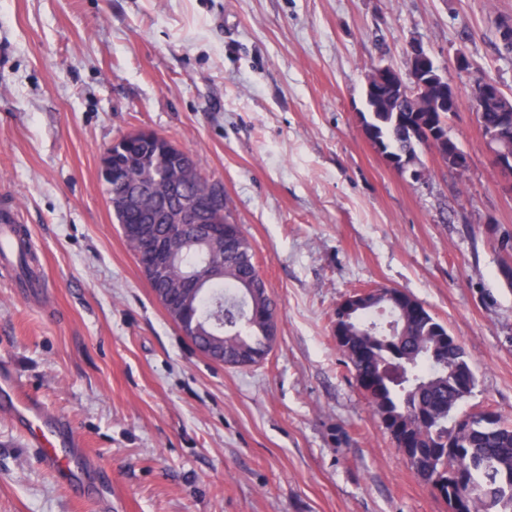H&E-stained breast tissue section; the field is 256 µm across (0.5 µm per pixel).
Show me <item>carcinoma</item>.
<instances>
[{
	"mask_svg": "<svg viewBox=\"0 0 512 512\" xmlns=\"http://www.w3.org/2000/svg\"><path fill=\"white\" fill-rule=\"evenodd\" d=\"M362 121L388 155H415L422 142L402 126L409 112H378L366 103ZM480 127L494 134L512 151V119L492 110L476 113ZM167 141L133 142L112 147V166L125 170L127 184H137L171 170L187 154L165 151ZM230 207L222 198L213 220L224 224V276L214 280L202 297L191 303V318L198 321L203 336H224V361L232 367L252 366L262 361L276 340L275 303L265 283L259 281L251 242L240 226L228 222ZM118 224H152L151 210L134 206L115 213ZM27 249H19L18 279L32 277ZM208 259L206 252L188 245L179 264L190 270ZM405 300L404 315L394 317L400 345H394L379 330L378 306L386 295ZM347 358L357 384L380 421L399 417L413 440L409 467L432 487H442L446 496L470 500V512H512V422L503 416L492 423L455 415L465 396L459 379L470 384L476 378L464 348L448 342V330L419 301L396 289H384L366 304L360 325L350 338L337 345ZM404 367L405 378L396 380L384 372L391 359Z\"/></svg>",
	"mask_w": 512,
	"mask_h": 512,
	"instance_id": "carcinoma-1",
	"label": "carcinoma"
}]
</instances>
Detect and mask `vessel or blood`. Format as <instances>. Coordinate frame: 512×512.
Returning a JSON list of instances; mask_svg holds the SVG:
<instances>
[{
    "label": "vessel or blood",
    "instance_id": "vessel-or-blood-1",
    "mask_svg": "<svg viewBox=\"0 0 512 512\" xmlns=\"http://www.w3.org/2000/svg\"><path fill=\"white\" fill-rule=\"evenodd\" d=\"M0 391L8 395V414L35 448L41 465L56 474L69 476L73 495L82 486L74 463L82 453V444L69 422L57 417L35 398L10 372L0 373Z\"/></svg>",
    "mask_w": 512,
    "mask_h": 512
}]
</instances>
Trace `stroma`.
Here are the masks:
<instances>
[{"label": "stroma", "instance_id": "obj_1", "mask_svg": "<svg viewBox=\"0 0 512 512\" xmlns=\"http://www.w3.org/2000/svg\"><path fill=\"white\" fill-rule=\"evenodd\" d=\"M512 0H0V208L41 265L0 258V360L94 458L75 498L0 413V512H448L373 415L332 334L338 303L396 288L455 336L464 412L512 421V184L469 98L512 95ZM431 53L468 171L416 181L366 139L365 74ZM464 52L470 70H458ZM155 131L220 182L276 302L262 362L201 356L142 275L99 178Z\"/></svg>", "mask_w": 512, "mask_h": 512}]
</instances>
